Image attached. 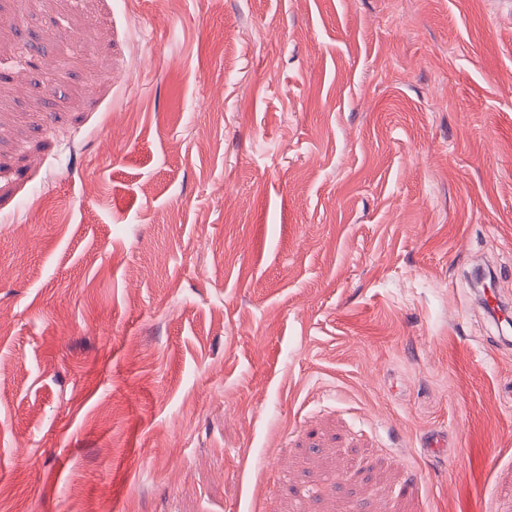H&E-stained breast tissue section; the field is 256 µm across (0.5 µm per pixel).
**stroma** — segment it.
Segmentation results:
<instances>
[{
  "label": "stroma",
  "instance_id": "obj_1",
  "mask_svg": "<svg viewBox=\"0 0 512 512\" xmlns=\"http://www.w3.org/2000/svg\"><path fill=\"white\" fill-rule=\"evenodd\" d=\"M3 90L0 512H512V0H0Z\"/></svg>",
  "mask_w": 512,
  "mask_h": 512
}]
</instances>
